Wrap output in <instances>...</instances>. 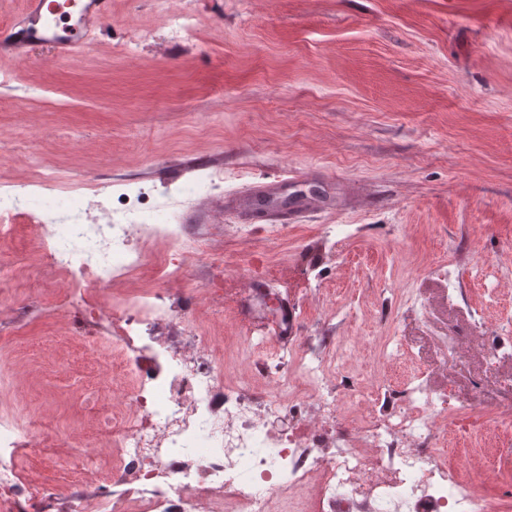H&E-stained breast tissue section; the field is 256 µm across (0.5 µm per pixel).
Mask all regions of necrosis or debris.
Returning a JSON list of instances; mask_svg holds the SVG:
<instances>
[{
	"label": "necrosis or debris",
	"mask_w": 512,
	"mask_h": 512,
	"mask_svg": "<svg viewBox=\"0 0 512 512\" xmlns=\"http://www.w3.org/2000/svg\"><path fill=\"white\" fill-rule=\"evenodd\" d=\"M76 178L30 162L25 189L0 190V238L19 216L38 223L47 262L63 275L64 316L132 382L121 401L94 393V433L47 426L13 384L0 386V512H512L474 494L445 456L450 424L474 417L438 387L396 336L379 337L369 371L352 369L357 336L294 337L286 372L273 340L241 336L249 381L226 383L224 351L190 313L192 288L116 298L142 269L212 255L209 238L147 206L129 213L90 199ZM161 241L168 250L147 253ZM287 413V427L275 418ZM65 448L74 485L39 483L22 455Z\"/></svg>",
	"instance_id": "4bbe7bcc"
}]
</instances>
